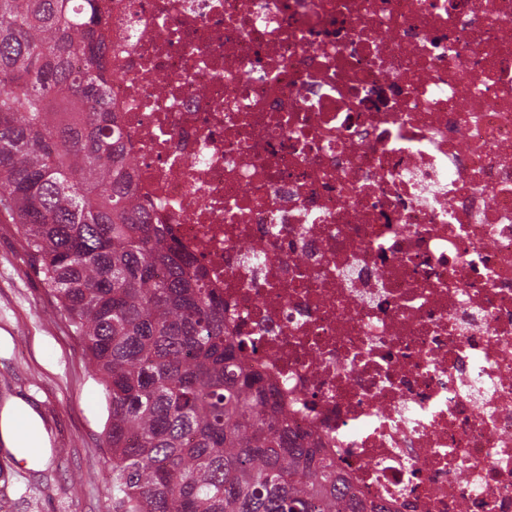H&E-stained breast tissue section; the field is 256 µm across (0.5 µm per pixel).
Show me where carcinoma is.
Segmentation results:
<instances>
[{"label":"carcinoma","mask_w":512,"mask_h":512,"mask_svg":"<svg viewBox=\"0 0 512 512\" xmlns=\"http://www.w3.org/2000/svg\"><path fill=\"white\" fill-rule=\"evenodd\" d=\"M97 0H0V212L110 407L112 512H364L131 187Z\"/></svg>","instance_id":"1"}]
</instances>
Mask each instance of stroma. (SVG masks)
I'll list each match as a JSON object with an SVG mask.
<instances>
[{
    "mask_svg": "<svg viewBox=\"0 0 512 512\" xmlns=\"http://www.w3.org/2000/svg\"><path fill=\"white\" fill-rule=\"evenodd\" d=\"M17 399L38 414L47 446L28 460L0 443V512H112L104 389L19 225L1 218L0 408Z\"/></svg>",
    "mask_w": 512,
    "mask_h": 512,
    "instance_id": "stroma-1",
    "label": "stroma"
}]
</instances>
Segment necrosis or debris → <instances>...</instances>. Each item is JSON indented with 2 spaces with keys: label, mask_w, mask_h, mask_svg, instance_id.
Returning a JSON list of instances; mask_svg holds the SVG:
<instances>
[{
  "label": "necrosis or debris",
  "mask_w": 512,
  "mask_h": 512,
  "mask_svg": "<svg viewBox=\"0 0 512 512\" xmlns=\"http://www.w3.org/2000/svg\"><path fill=\"white\" fill-rule=\"evenodd\" d=\"M152 221L386 512H512V0H99Z\"/></svg>",
  "instance_id": "4bbe7bcc"
}]
</instances>
